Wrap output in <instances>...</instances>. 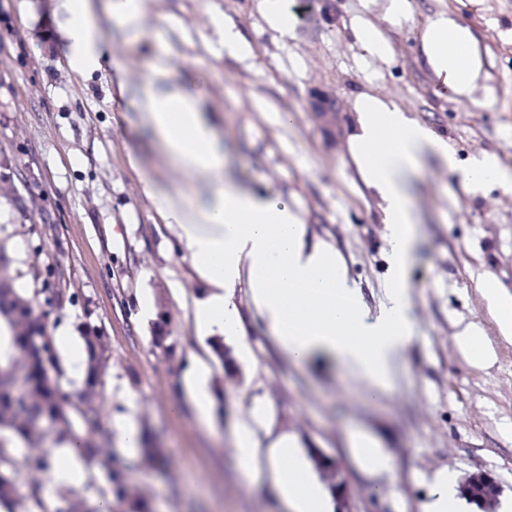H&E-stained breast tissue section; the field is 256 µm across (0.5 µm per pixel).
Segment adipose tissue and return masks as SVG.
Segmentation results:
<instances>
[{
	"label": "adipose tissue",
	"instance_id": "ef3b65f1",
	"mask_svg": "<svg viewBox=\"0 0 512 512\" xmlns=\"http://www.w3.org/2000/svg\"><path fill=\"white\" fill-rule=\"evenodd\" d=\"M63 30L69 67L82 74L104 70L110 58L101 21L90 0H65ZM422 50L449 91L469 97L484 61L479 45L457 18L441 12L427 19ZM151 65L141 111L160 146L180 168L207 178L205 194L184 201L159 196L152 181L143 193L156 199L181 251L188 254L203 284L193 301V321L205 337L244 339L238 310L226 293L246 283L252 303L281 352L301 364L316 355L361 377L371 398L382 397L401 352L414 333L406 274L416 245L415 217L408 180L429 153L446 163L454 158L447 142L392 100L360 95L355 103L359 128L349 154L364 181L381 199L382 222L392 244L391 277L385 302L369 313L345 261L328 241L307 243L301 213L288 202L225 184L224 150L199 109L195 93L162 87ZM184 389L197 422L213 423L210 369L192 358ZM244 471L266 469L268 481L288 512H334V498L318 479L294 439L283 434L264 440L248 423L235 431Z\"/></svg>",
	"mask_w": 512,
	"mask_h": 512
}]
</instances>
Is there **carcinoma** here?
Masks as SVG:
<instances>
[{
	"label": "carcinoma",
	"instance_id": "obj_1",
	"mask_svg": "<svg viewBox=\"0 0 512 512\" xmlns=\"http://www.w3.org/2000/svg\"><path fill=\"white\" fill-rule=\"evenodd\" d=\"M23 300L21 293L10 280L0 287V316L12 328L15 355L0 366V508L4 512H100L99 506L89 507L85 500L72 501L61 497L55 501L45 496L39 483H32L25 493H20L16 475L20 467L29 471H47L52 467L47 453L22 452L14 437L31 438L30 422L45 414L55 419L53 431L58 441L77 439L87 448L88 455L97 457L91 436H82L75 430L67 405L69 395L61 392L52 374L61 372L60 360L53 342H44V328L40 323L29 326L22 333L18 329L19 317L24 308L16 301ZM87 352V368L99 370L104 359V345L96 346L90 334L83 336ZM80 420L89 427L98 424L102 405L95 392H86L79 403L73 405ZM107 486L99 491L103 500L112 499L124 508V512H149L147 504L130 493V484L125 470L112 463L106 464Z\"/></svg>",
	"mask_w": 512,
	"mask_h": 512
}]
</instances>
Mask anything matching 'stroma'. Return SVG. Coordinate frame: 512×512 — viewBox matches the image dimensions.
<instances>
[{"mask_svg":"<svg viewBox=\"0 0 512 512\" xmlns=\"http://www.w3.org/2000/svg\"><path fill=\"white\" fill-rule=\"evenodd\" d=\"M384 3L287 0L295 36L284 39L259 0H147L139 39L103 21L128 85L115 97L111 70L82 76L69 68L57 35L63 0H0V161L11 175L0 182L5 273L32 299L48 335L63 326L76 343L88 331L104 337L102 416L90 434L129 468L150 512H286L236 455L235 427L257 405L273 432L293 434L306 454L322 452L338 465L353 512H422L440 471L460 479L485 470L502 499H512V342L500 338L482 296L488 281L512 292V197L461 178L484 153L512 169V0H409L410 17L398 25L385 20ZM215 10L243 31L250 57L225 56L209 22ZM443 10L472 31L484 57L486 78L470 101L439 94L422 51L426 19ZM360 19L388 39L387 60L365 58L354 31ZM160 34L169 45L162 82L201 89L200 110L224 140L225 181L298 209L308 241L336 246L370 312L386 297L391 245L379 199L348 153L354 100L389 96L447 141L455 167L427 154L410 177L418 241L407 281L416 332L384 397L371 399L336 362L290 361L246 286L232 301L247 318L248 360L222 364L213 338L196 332L192 300L201 282L140 188L150 179L191 197L204 187L168 160L140 112ZM315 89L339 98L345 131L336 141L309 114ZM142 298L154 317L139 316ZM466 323L493 345L490 367L476 368L458 351L454 336ZM192 356L211 367L217 437L198 424L183 392ZM121 415L161 446L164 465L121 446ZM357 429L377 441L390 471L372 474L356 461L349 437Z\"/></svg>","mask_w":512,"mask_h":512,"instance_id":"stroma-1","label":"stroma"}]
</instances>
